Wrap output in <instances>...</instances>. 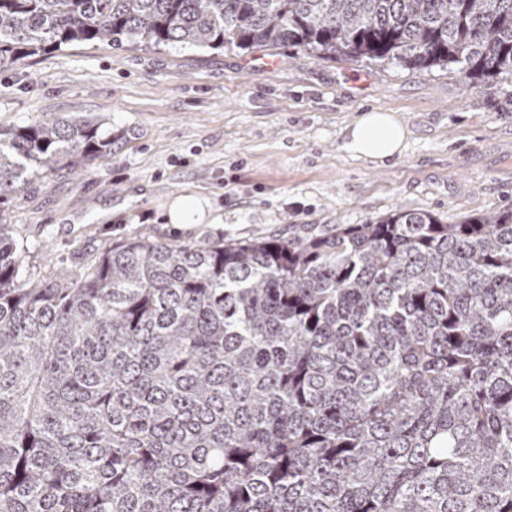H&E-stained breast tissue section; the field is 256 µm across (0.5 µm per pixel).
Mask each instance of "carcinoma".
<instances>
[{"instance_id":"cac0c4a2","label":"carcinoma","mask_w":512,"mask_h":512,"mask_svg":"<svg viewBox=\"0 0 512 512\" xmlns=\"http://www.w3.org/2000/svg\"><path fill=\"white\" fill-rule=\"evenodd\" d=\"M75 44L290 47L473 87L512 0H0V71ZM0 129V214L112 155ZM0 512H512V208L235 242L132 236L29 274L0 223Z\"/></svg>"}]
</instances>
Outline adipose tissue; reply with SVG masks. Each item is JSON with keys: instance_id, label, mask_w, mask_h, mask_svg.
<instances>
[{"instance_id": "obj_1", "label": "adipose tissue", "mask_w": 512, "mask_h": 512, "mask_svg": "<svg viewBox=\"0 0 512 512\" xmlns=\"http://www.w3.org/2000/svg\"><path fill=\"white\" fill-rule=\"evenodd\" d=\"M406 129L389 112H369L349 128L344 147L358 158L384 160L400 153L404 147Z\"/></svg>"}]
</instances>
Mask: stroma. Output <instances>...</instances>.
I'll use <instances>...</instances> for the list:
<instances>
[{"label":"stroma","mask_w":512,"mask_h":512,"mask_svg":"<svg viewBox=\"0 0 512 512\" xmlns=\"http://www.w3.org/2000/svg\"><path fill=\"white\" fill-rule=\"evenodd\" d=\"M373 109L408 131L403 152L381 162L343 148L347 127ZM78 113L120 139L82 175L30 181L0 216L34 268L77 269L131 235L288 237L393 211L456 224L512 206L511 79L470 88L448 70L285 47L76 45L0 72V127ZM188 192L209 202L211 219L168 223Z\"/></svg>","instance_id":"stroma-1"}]
</instances>
